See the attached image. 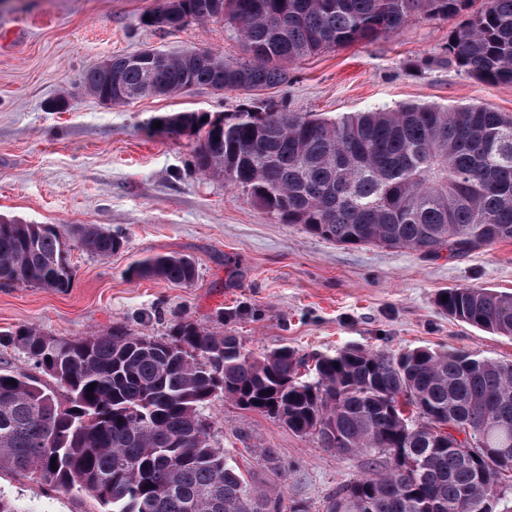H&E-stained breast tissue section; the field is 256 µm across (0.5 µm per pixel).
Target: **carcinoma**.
I'll use <instances>...</instances> for the list:
<instances>
[{"mask_svg":"<svg viewBox=\"0 0 512 512\" xmlns=\"http://www.w3.org/2000/svg\"><path fill=\"white\" fill-rule=\"evenodd\" d=\"M469 0H161L147 27L220 22L242 48L228 60L200 47L152 49L97 65L86 91L124 104L193 86L259 92L288 82V65L324 50L401 32L411 17L445 20ZM448 61L495 85L512 83V0H483L448 35ZM167 133L194 139V170L224 179L282 224L338 245L409 248L461 257L512 240V115L479 105H403L326 118L242 108L177 112ZM85 252L125 241L77 228ZM71 235L0 217V283L66 292ZM131 279L190 285L186 256L134 262ZM436 305L472 327L512 337V293L469 286ZM0 470L95 496L105 512H308L261 492L214 434L200 427L217 399L276 419L372 472L330 496L326 512H494L512 488V362L475 352L349 346L306 360L281 346L256 355L231 334L179 321L165 337L121 328L75 338L33 327L0 333ZM93 391H88V388ZM93 398H88V395ZM476 452L465 457L464 449ZM56 467H51V463Z\"/></svg>","mask_w":512,"mask_h":512,"instance_id":"obj_1","label":"carcinoma"}]
</instances>
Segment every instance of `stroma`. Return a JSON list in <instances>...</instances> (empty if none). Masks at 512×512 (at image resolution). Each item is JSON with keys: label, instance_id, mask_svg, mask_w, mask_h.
<instances>
[{"label": "stroma", "instance_id": "obj_1", "mask_svg": "<svg viewBox=\"0 0 512 512\" xmlns=\"http://www.w3.org/2000/svg\"><path fill=\"white\" fill-rule=\"evenodd\" d=\"M158 0H0V214L72 232L96 224L124 248L101 259L72 248L74 285H0V331L29 325L58 337L121 326L167 335L184 320L231 333L253 352L282 345L300 355L360 345L396 352L455 349L512 361V338L440 312L442 290L481 286L512 292V242L458 258L407 248L343 246L282 224L239 189L204 178L193 144L156 128V117L256 111L273 104L326 117L402 103L475 104L512 113V84L489 85L449 64L448 33L463 15L424 17L396 35L326 50L289 67L286 84L255 94L194 86L170 97L105 104L84 88L86 71L145 47L202 46L237 58L223 24L180 30L146 27ZM194 259L188 286L129 279L136 259ZM227 455L273 449L276 467L253 464L258 489L323 512L345 481L368 473L365 457L342 456L301 438L277 420L228 400L209 411ZM0 495L21 512H102L88 493L0 470Z\"/></svg>", "mask_w": 512, "mask_h": 512}]
</instances>
